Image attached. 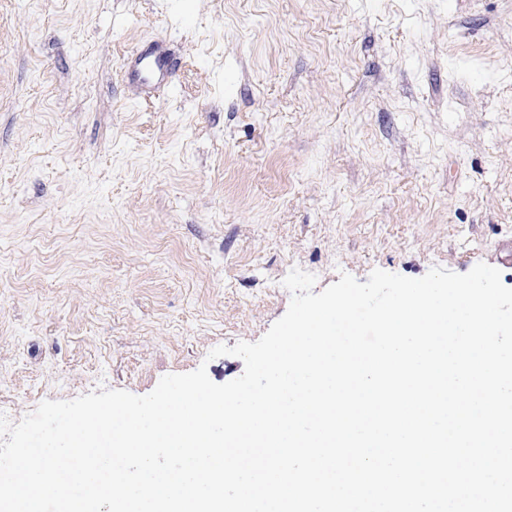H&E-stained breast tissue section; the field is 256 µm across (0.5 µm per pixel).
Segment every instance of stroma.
<instances>
[{"label":"stroma","mask_w":512,"mask_h":512,"mask_svg":"<svg viewBox=\"0 0 512 512\" xmlns=\"http://www.w3.org/2000/svg\"><path fill=\"white\" fill-rule=\"evenodd\" d=\"M180 63L142 102L143 39ZM512 0H0V413L259 340L293 268H498Z\"/></svg>","instance_id":"stroma-1"}]
</instances>
